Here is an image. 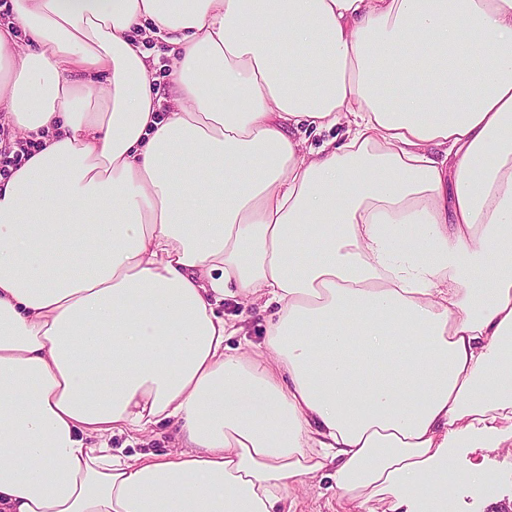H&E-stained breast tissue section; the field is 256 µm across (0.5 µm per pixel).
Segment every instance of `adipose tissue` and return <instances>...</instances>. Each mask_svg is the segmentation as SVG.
Masks as SVG:
<instances>
[{"label":"adipose tissue","instance_id":"ef3b65f1","mask_svg":"<svg viewBox=\"0 0 512 512\" xmlns=\"http://www.w3.org/2000/svg\"><path fill=\"white\" fill-rule=\"evenodd\" d=\"M0 111L40 143L0 179V512H294L313 478L447 512L451 449L503 447L512 0H11ZM164 422L177 452L108 446ZM170 45L163 42H155L149 41L146 42L145 49L152 55L153 58H158V65L156 66L157 74L156 76L160 79L161 84H165V76L168 71L171 69L174 58L177 57V54L170 53L171 50ZM244 313V321H238L237 315H240L242 311ZM215 312L217 315L223 317L229 323L236 322L237 327L243 326V330L230 336L225 340V345L231 348L238 347L243 351H250L257 348L264 337V318L267 313L258 312L257 307H248L244 305V300L238 299H225L224 302H220L215 306ZM249 315V316H248ZM248 316V317H247Z\"/></svg>","mask_w":512,"mask_h":512}]
</instances>
